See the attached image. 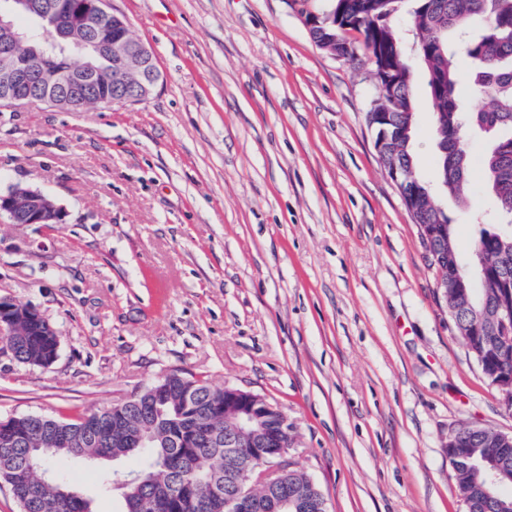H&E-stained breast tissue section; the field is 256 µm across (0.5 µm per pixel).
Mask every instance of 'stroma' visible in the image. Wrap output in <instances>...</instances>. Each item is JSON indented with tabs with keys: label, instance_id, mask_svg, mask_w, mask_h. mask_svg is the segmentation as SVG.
<instances>
[{
	"label": "stroma",
	"instance_id": "35a3bbf8",
	"mask_svg": "<svg viewBox=\"0 0 512 512\" xmlns=\"http://www.w3.org/2000/svg\"><path fill=\"white\" fill-rule=\"evenodd\" d=\"M151 47L162 82L133 106L0 112V191L53 197L63 224L0 222V296L39 309L60 347L48 367L0 356V419L96 411L175 371L274 401L290 460L329 512H468L445 443L512 433L436 288L438 272L380 164L366 57L319 49L287 0H111ZM413 0L389 23L413 65L414 152L452 219L464 266L492 227L466 131L468 206L441 187ZM139 457L61 460L95 497Z\"/></svg>",
	"mask_w": 512,
	"mask_h": 512
}]
</instances>
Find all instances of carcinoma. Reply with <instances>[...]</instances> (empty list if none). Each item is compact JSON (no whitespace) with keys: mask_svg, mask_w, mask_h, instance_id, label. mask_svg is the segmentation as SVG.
<instances>
[{"mask_svg":"<svg viewBox=\"0 0 512 512\" xmlns=\"http://www.w3.org/2000/svg\"><path fill=\"white\" fill-rule=\"evenodd\" d=\"M398 0H334L336 12L354 16V23L345 28L334 20L310 31L318 46L342 48L346 57L355 58L364 52L374 59L383 42L396 37L388 24ZM62 14L47 12L41 17L29 16L32 28L21 31L26 41L20 48L21 59L34 66L57 65L61 62L77 68L92 59V49L85 47L82 62H73L68 55H57L52 62L35 60L30 48L49 45L57 36ZM413 23L418 34V51L428 70V94L434 107V138L448 140V154L442 156L438 178L449 194L465 197L472 173L467 152L460 146L461 133L467 126L492 134L491 147L482 161V170L500 213L508 219L509 229H483L474 241L473 252L493 253L502 247L512 248V0H414ZM354 32L358 37L351 39ZM463 51L474 62L471 81L478 95H489L492 108L470 111L457 96L458 72L455 57ZM394 66L407 80L398 88L403 110L391 113L389 129L414 124L412 72L399 55ZM116 98L112 88V69L90 81L89 96L73 106L62 105L68 112H82L98 107H111ZM399 163L411 174L405 191L417 195V219L422 224L446 226L444 240L433 244L434 250L446 256L448 269L459 261L453 240V224L432 200L429 185L416 174L413 139L398 144ZM475 277L463 275V284L448 289V306L459 307L454 326L473 356H480L492 370L512 373V358L492 353L487 343L495 336H476L472 323L465 316L462 291L476 290ZM490 308L499 304L494 285L478 289ZM26 332L21 339L9 341L14 360L26 365L48 366L55 339L20 322ZM195 400L211 412L193 418L182 409L181 382L174 375L165 380L160 406L164 416L154 430V440L147 448H130L123 439L141 428L144 415L138 406L139 397L116 403L76 420H59L46 416L26 415L17 423L0 427V475L9 479L8 487L19 512H96L94 499L80 493L66 482L51 478L40 481L41 473L50 471L58 458L92 460L122 458L141 452L143 465L129 472L114 471L101 479L100 493L118 498L120 512L133 507L128 494L137 492L141 499L151 498L161 488L165 498L155 501L148 512H225L223 502L213 499L209 485L223 486L224 497H233L252 484L239 472L249 470L250 438L235 431V420L224 413V405L211 399L216 393L204 376H195ZM452 460L458 493L470 503L471 512H501L498 501L483 493V470L492 465L502 467L504 484L512 486V448H495L494 435L481 428H469L458 439ZM472 458L477 468L464 466ZM288 489L298 502L295 512H328L326 498L304 471L289 466L269 491Z\"/></svg>","mask_w":512,"mask_h":512,"instance_id":"cac0c4a2","label":"carcinoma"}]
</instances>
